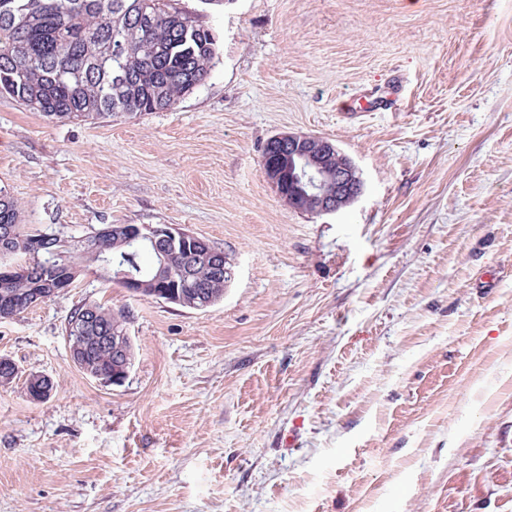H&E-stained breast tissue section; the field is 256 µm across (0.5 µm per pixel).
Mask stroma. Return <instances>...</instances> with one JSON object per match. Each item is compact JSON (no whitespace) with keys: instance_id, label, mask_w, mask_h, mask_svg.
<instances>
[{"instance_id":"stroma-1","label":"stroma","mask_w":512,"mask_h":512,"mask_svg":"<svg viewBox=\"0 0 512 512\" xmlns=\"http://www.w3.org/2000/svg\"><path fill=\"white\" fill-rule=\"evenodd\" d=\"M179 5L216 36L207 79L97 123L0 94V188L73 241L177 225L232 279L198 311L86 271L0 321V512H512V0ZM278 133L337 145L363 194L289 208ZM86 301L130 313L122 384L69 356Z\"/></svg>"}]
</instances>
